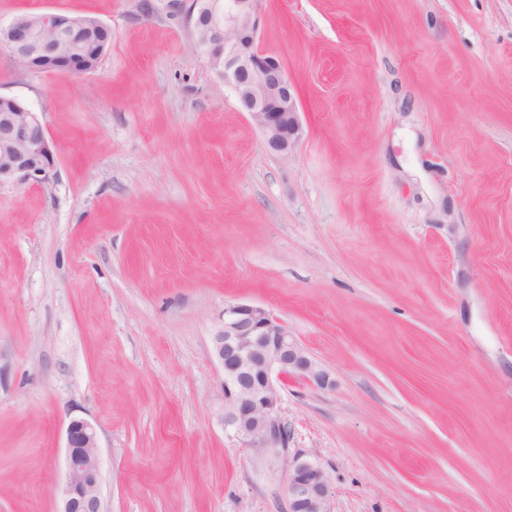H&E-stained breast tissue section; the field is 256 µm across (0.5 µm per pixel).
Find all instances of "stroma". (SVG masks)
Returning <instances> with one entry per match:
<instances>
[{"label": "stroma", "mask_w": 512, "mask_h": 512, "mask_svg": "<svg viewBox=\"0 0 512 512\" xmlns=\"http://www.w3.org/2000/svg\"><path fill=\"white\" fill-rule=\"evenodd\" d=\"M186 0H0L90 14L99 68L0 53L49 183L0 187V512H55L66 427L96 429L108 512H512V0H261L294 83L289 159L195 51ZM329 374L281 386L287 453L225 431V303ZM289 512H333V491L324 470L301 455L286 461Z\"/></svg>", "instance_id": "35a3bbf8"}]
</instances>
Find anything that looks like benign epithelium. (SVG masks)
<instances>
[{
  "label": "benign epithelium",
  "instance_id": "7a95c632",
  "mask_svg": "<svg viewBox=\"0 0 512 512\" xmlns=\"http://www.w3.org/2000/svg\"><path fill=\"white\" fill-rule=\"evenodd\" d=\"M188 19L198 48L260 130L265 146L283 159L304 136L295 87L282 62L258 42L260 0H192ZM81 17L21 14L0 25V51L35 71L88 72L86 55L68 35ZM56 153L39 113L0 94V186L47 183ZM224 371V429L256 448L280 452L290 434L282 416L280 385L289 375L323 387L327 372L288 325L269 308L228 303L213 336ZM66 481L57 512H107L101 498L99 440L95 427L73 419L66 429ZM289 512H332L333 491L324 470L295 455L286 461Z\"/></svg>",
  "mask_w": 512,
  "mask_h": 512
}]
</instances>
